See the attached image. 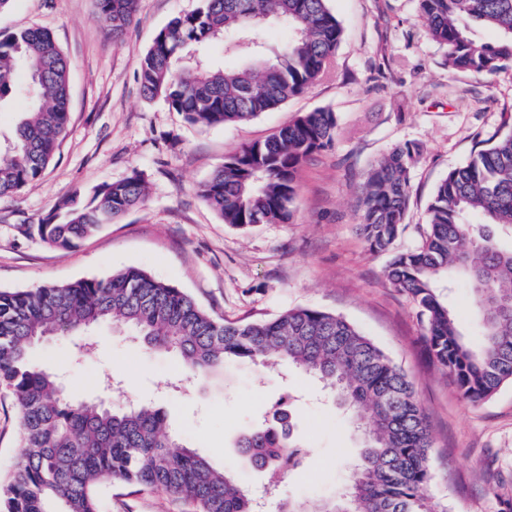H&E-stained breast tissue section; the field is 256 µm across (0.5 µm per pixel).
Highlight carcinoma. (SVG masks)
Listing matches in <instances>:
<instances>
[{
	"label": "carcinoma",
	"mask_w": 512,
	"mask_h": 512,
	"mask_svg": "<svg viewBox=\"0 0 512 512\" xmlns=\"http://www.w3.org/2000/svg\"><path fill=\"white\" fill-rule=\"evenodd\" d=\"M138 0H96L102 24L117 38L132 24ZM448 67L486 80L512 70V0H418ZM281 27L278 41L269 34ZM495 34L487 41L478 36ZM344 30L329 0H201L160 29L138 64L143 95L162 98L192 124L251 121L299 96L324 73ZM224 42L231 66L214 65L207 46ZM27 74L26 82L19 74ZM27 110L0 148V195L37 180L55 158L69 122V63L53 36L39 29L0 34V110L15 97ZM336 114L321 108L296 116L263 141L242 147L200 187L224 223L238 228L290 223L304 160L333 143ZM422 146L394 148L360 190L358 229L370 251L384 252L403 224L411 170ZM146 197L141 175L76 193L26 233L67 249L127 213ZM429 230L416 249L393 256L388 281L409 293L426 321L427 351L471 401L512 382V248L491 227L512 229V128L481 142L448 172L427 207ZM469 285L481 324L466 338L443 291ZM110 323L136 333L151 350L179 356L189 379H206L230 361L268 366L285 358L323 380L359 419L364 446L347 463L335 494L278 512H443L426 493L432 437L407 374L342 316L292 309L270 320L226 322L173 285L128 267L103 278L0 291V385L15 401L18 464L0 487L3 512H98L100 489L124 484L163 489L192 512H263L228 469L218 470L186 440L169 434L163 412L148 403L107 407L65 397L57 376L33 347L50 336ZM242 433L240 457L275 485L300 447L286 415Z\"/></svg>",
	"instance_id": "1"
}]
</instances>
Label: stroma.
Segmentation results:
<instances>
[{
	"mask_svg": "<svg viewBox=\"0 0 512 512\" xmlns=\"http://www.w3.org/2000/svg\"><path fill=\"white\" fill-rule=\"evenodd\" d=\"M198 0H140L135 22L113 38L95 0H11L0 32H50L70 70L69 124L54 161L21 191L0 195V290L101 278L143 269L192 296L224 320H268L293 308L343 316L408 375L432 437L427 492L448 512H512V383L492 397L465 400L424 350L425 326L411 297L390 284L392 254L417 248L427 229V204L448 172L512 117V72L479 81L448 70L446 50L430 37L417 0H330L344 28L325 74L303 95L249 122L200 126L159 99L144 98L138 62L157 32ZM328 108L337 117L331 146L298 173L289 224L239 229L224 223L199 194L200 185L241 147L261 141L302 112ZM417 143L404 225L390 251L370 252L358 230L356 194L392 149ZM143 174L140 206L69 249L24 233L80 190ZM73 336L35 353L58 373L68 397L161 408L216 469L234 468L254 496L264 471L246 464L234 442L287 401L308 450L306 466L282 478L277 498H324L346 478L363 434L323 381L281 362L271 369L226 364L223 373L184 386L174 356L151 351L123 328L104 324L91 354L72 360ZM117 388L102 391L98 380ZM20 442L17 410L0 387V480L13 470ZM502 485L493 497L489 484ZM100 512H190L162 490L115 484L99 495Z\"/></svg>",
	"mask_w": 512,
	"mask_h": 512,
	"instance_id": "stroma-1",
	"label": "stroma"
}]
</instances>
